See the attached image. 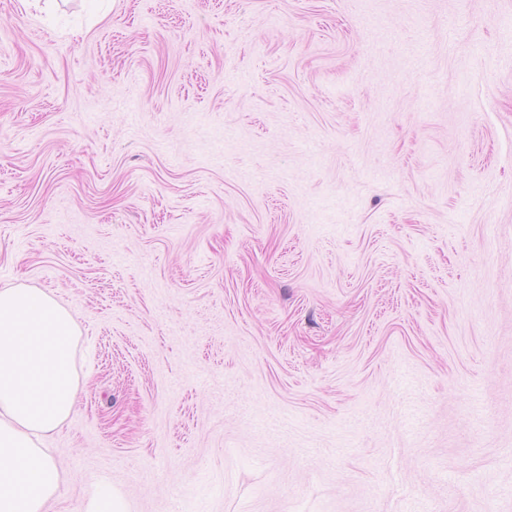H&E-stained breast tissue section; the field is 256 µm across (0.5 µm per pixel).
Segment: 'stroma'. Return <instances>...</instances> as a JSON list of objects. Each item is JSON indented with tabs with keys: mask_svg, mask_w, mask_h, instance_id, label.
I'll use <instances>...</instances> for the list:
<instances>
[{
	"mask_svg": "<svg viewBox=\"0 0 512 512\" xmlns=\"http://www.w3.org/2000/svg\"><path fill=\"white\" fill-rule=\"evenodd\" d=\"M15 284L46 512H512V0H0ZM79 338L54 296L0 288V512H45L67 480L46 440L78 400ZM123 496L115 488L105 485L89 500L84 512H128Z\"/></svg>",
	"mask_w": 512,
	"mask_h": 512,
	"instance_id": "35a3bbf8",
	"label": "stroma"
}]
</instances>
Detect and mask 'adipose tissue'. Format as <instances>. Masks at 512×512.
Returning a JSON list of instances; mask_svg holds the SVG:
<instances>
[{
  "label": "adipose tissue",
  "mask_w": 512,
  "mask_h": 512,
  "mask_svg": "<svg viewBox=\"0 0 512 512\" xmlns=\"http://www.w3.org/2000/svg\"><path fill=\"white\" fill-rule=\"evenodd\" d=\"M79 338L54 296L0 288V512H45L67 479L46 440L78 400Z\"/></svg>",
  "instance_id": "adipose-tissue-1"
}]
</instances>
